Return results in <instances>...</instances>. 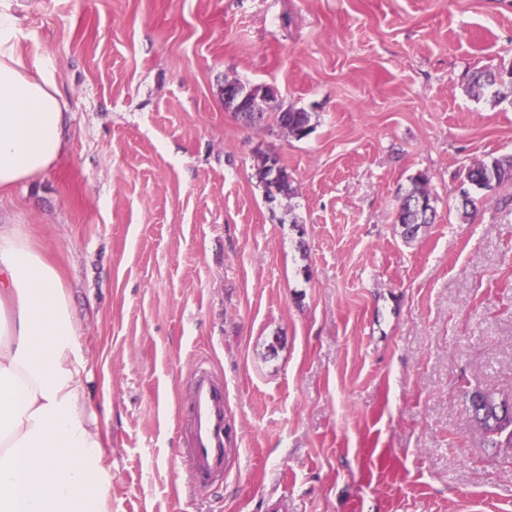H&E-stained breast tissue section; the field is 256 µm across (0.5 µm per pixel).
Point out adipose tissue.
<instances>
[{"instance_id": "1", "label": "adipose tissue", "mask_w": 512, "mask_h": 512, "mask_svg": "<svg viewBox=\"0 0 512 512\" xmlns=\"http://www.w3.org/2000/svg\"><path fill=\"white\" fill-rule=\"evenodd\" d=\"M0 23V190L63 149L60 94L15 58ZM77 329L57 269L0 230V512H110L105 441L87 415Z\"/></svg>"}]
</instances>
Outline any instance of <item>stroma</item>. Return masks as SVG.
Here are the masks:
<instances>
[{
    "mask_svg": "<svg viewBox=\"0 0 512 512\" xmlns=\"http://www.w3.org/2000/svg\"><path fill=\"white\" fill-rule=\"evenodd\" d=\"M11 46L68 112L66 147L0 193L58 268L112 512H512V447L466 392L512 404V183L463 213L462 181L512 155V0H0ZM274 87L303 139L224 109ZM294 194L268 200L258 153ZM428 179L436 217L405 237ZM223 377L236 450L189 480L176 403ZM472 88L483 92L484 89L495 85H512V66L509 69L496 71H476L471 77ZM427 180L420 178L415 180L414 187L404 197L406 205L400 206L397 215V223L405 227V235L413 236L420 224H430L434 220L435 209L431 205V193L427 188ZM419 197H424L428 203V207L420 210L418 206ZM432 209V215H427V210Z\"/></svg>",
    "mask_w": 512,
    "mask_h": 512,
    "instance_id": "stroma-1",
    "label": "stroma"
}]
</instances>
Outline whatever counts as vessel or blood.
I'll use <instances>...</instances> for the list:
<instances>
[{"mask_svg":"<svg viewBox=\"0 0 512 512\" xmlns=\"http://www.w3.org/2000/svg\"><path fill=\"white\" fill-rule=\"evenodd\" d=\"M188 387V438L181 455L190 465L191 481L211 487L223 481L230 455L224 381L207 363L201 362L190 373Z\"/></svg>","mask_w":512,"mask_h":512,"instance_id":"1","label":"vessel or blood"}]
</instances>
